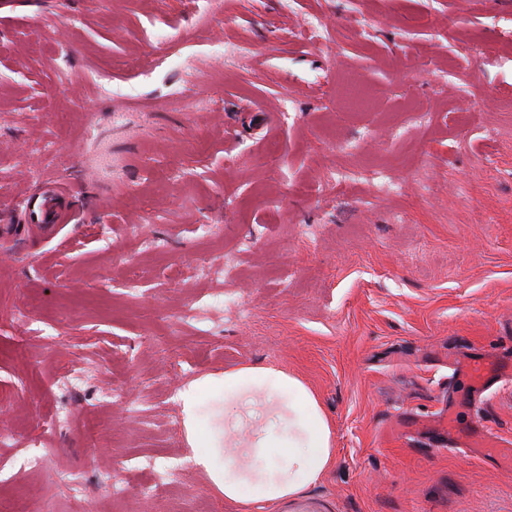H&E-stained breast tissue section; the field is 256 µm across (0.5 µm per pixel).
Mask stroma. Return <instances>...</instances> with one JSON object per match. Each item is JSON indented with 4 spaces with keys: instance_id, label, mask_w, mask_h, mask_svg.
<instances>
[{
    "instance_id": "1",
    "label": "stroma",
    "mask_w": 512,
    "mask_h": 512,
    "mask_svg": "<svg viewBox=\"0 0 512 512\" xmlns=\"http://www.w3.org/2000/svg\"><path fill=\"white\" fill-rule=\"evenodd\" d=\"M87 171L71 223H23ZM490 353L512 362V0H0L1 499L235 512L179 392L256 365L315 393L335 449L260 512H512V466L439 427L453 400L512 443V373L453 371ZM455 371L477 388H482L491 379L495 371V363L487 356L471 358Z\"/></svg>"
}]
</instances>
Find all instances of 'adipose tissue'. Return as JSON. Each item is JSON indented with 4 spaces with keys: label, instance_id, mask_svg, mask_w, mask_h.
I'll return each instance as SVG.
<instances>
[{
    "label": "adipose tissue",
    "instance_id": "1",
    "mask_svg": "<svg viewBox=\"0 0 512 512\" xmlns=\"http://www.w3.org/2000/svg\"><path fill=\"white\" fill-rule=\"evenodd\" d=\"M224 394V423L236 427L238 404L251 403V416L263 425L247 438L225 441L199 425L201 390ZM184 424L195 464L208 475L225 503L250 512L252 501L242 493L248 482L261 489L260 499L273 503L301 494L318 484L334 461L332 429L316 395L298 378L269 366H245L190 384L183 392ZM223 447V469L210 466L212 448Z\"/></svg>",
    "mask_w": 512,
    "mask_h": 512
}]
</instances>
